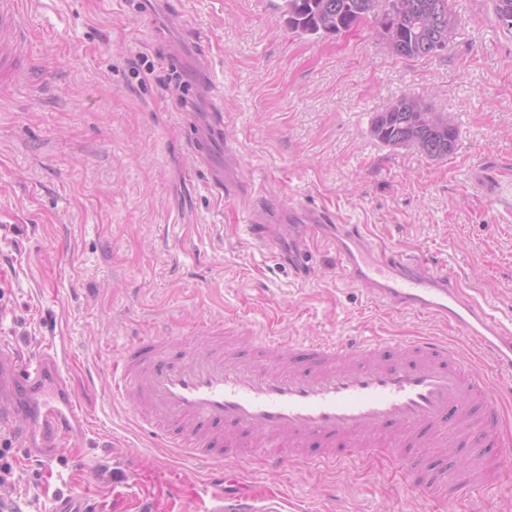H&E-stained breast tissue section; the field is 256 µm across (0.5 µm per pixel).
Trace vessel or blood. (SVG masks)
Masks as SVG:
<instances>
[{
    "mask_svg": "<svg viewBox=\"0 0 512 512\" xmlns=\"http://www.w3.org/2000/svg\"><path fill=\"white\" fill-rule=\"evenodd\" d=\"M32 33L22 0H0V85L31 84ZM333 214L287 202L257 207L247 229L253 248L266 249L281 227L296 241L292 265L305 270L311 243ZM338 268L371 300L455 325L490 362L480 368L440 336L375 340L360 336L291 341L254 336L246 355L232 353L223 325L195 323L189 352L171 357L166 336H137L112 358L113 392L132 396L143 427L164 447L216 462L256 448L264 462L308 458L336 465L375 451L378 439L407 454L444 432L494 447L493 471L481 477L448 471L415 488L445 512L475 498L512 471V424L502 394H512V328L448 272L413 256L384 257L368 235L332 237ZM53 348L36 360L0 339V429H9L25 457L46 458L84 437L88 417L62 375Z\"/></svg>",
    "mask_w": 512,
    "mask_h": 512,
    "instance_id": "obj_1",
    "label": "vessel or blood"
}]
</instances>
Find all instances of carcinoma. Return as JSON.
<instances>
[{
  "instance_id": "carcinoma-1",
  "label": "carcinoma",
  "mask_w": 512,
  "mask_h": 512,
  "mask_svg": "<svg viewBox=\"0 0 512 512\" xmlns=\"http://www.w3.org/2000/svg\"><path fill=\"white\" fill-rule=\"evenodd\" d=\"M401 3L394 10V23L380 19L383 30L397 29L402 50L397 55L406 58L431 55L434 35L430 19L448 18L449 0H389ZM498 24L512 33V0H492ZM278 9L287 16L288 26L310 36L341 35L351 31L374 12V0H282ZM432 108L425 112H401L399 103L390 111L378 112L371 120L370 133L379 142L392 147H409L431 159H443L452 154L459 129L448 121L441 128L434 126Z\"/></svg>"
}]
</instances>
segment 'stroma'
Masks as SVG:
<instances>
[{
  "label": "stroma",
  "mask_w": 512,
  "mask_h": 512,
  "mask_svg": "<svg viewBox=\"0 0 512 512\" xmlns=\"http://www.w3.org/2000/svg\"><path fill=\"white\" fill-rule=\"evenodd\" d=\"M276 2L26 0L35 86L0 89V337L30 356L60 350L91 428L54 460L18 463L22 512H54L58 492L88 512H204L220 464L158 446L112 393V351L132 337L184 336L200 319L304 341L459 336L374 306L325 250L302 273L280 256L287 238L252 248L251 190L446 269L512 324V34L491 0H450L455 41L419 58L386 46L378 15L301 36ZM169 61L184 99L160 83ZM407 93L458 127L453 154L373 139L374 115ZM216 122L221 145L196 161ZM227 172L238 197L215 184ZM448 455L476 472L491 451L333 469L253 455L226 491L252 492L242 512H432L406 473L439 475Z\"/></svg>",
  "instance_id": "stroma-1"
}]
</instances>
